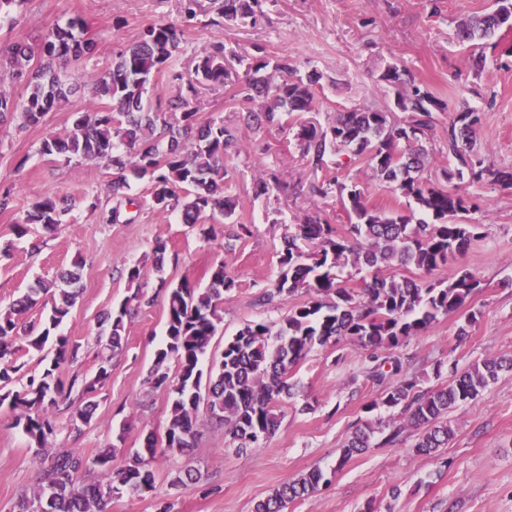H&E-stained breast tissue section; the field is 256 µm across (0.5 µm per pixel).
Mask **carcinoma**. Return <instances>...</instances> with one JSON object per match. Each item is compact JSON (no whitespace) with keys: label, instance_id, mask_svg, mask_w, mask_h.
Listing matches in <instances>:
<instances>
[{"label":"carcinoma","instance_id":"obj_1","mask_svg":"<svg viewBox=\"0 0 512 512\" xmlns=\"http://www.w3.org/2000/svg\"><path fill=\"white\" fill-rule=\"evenodd\" d=\"M259 0H224L221 16L234 19L254 13ZM512 28V0H494L493 8L464 19L457 38L476 48L502 27ZM82 20L72 19L65 27L45 32L40 63L31 67L34 52L16 41L0 50V72L24 82L27 98L17 106L13 97L0 91V123L21 112L22 127L42 124L47 115L60 109L69 95L83 84L90 86L92 100L78 113L72 128L63 135L50 134L40 153L66 163L84 158L103 163L112 170L109 193L117 205L104 212L103 220H120V203L132 201L131 179L150 185L151 207L162 212L182 208L185 224H200L224 217V237L239 239L250 233L245 224L232 220L235 203L225 195L227 171L224 156L235 145L224 124L200 121L193 107L198 88L225 84L232 71L224 65V45H211L186 77L179 65L183 30L173 23L145 25L137 40L114 56L112 66L101 74L83 71L68 74L66 68L89 53V43L74 30ZM321 75L313 71L297 76L293 56L282 53L269 59L251 56L243 79L237 81L235 96L253 104L247 120L255 128L281 126L294 112L315 109V86ZM382 80L405 86L398 94V118L389 108L362 106L336 113L327 127L301 126L298 142L309 166L317 171L331 158L349 153L366 160L373 177L392 186L400 196L417 204L422 216L402 211H381L369 206L360 184L341 186L347 192L350 223L342 229L319 217L308 216L294 232L283 236L279 252L281 273L275 285L265 290L264 305L304 290L306 302L291 308L278 328L251 321L224 342L220 365L201 390L202 357L207 353L221 323L224 293L235 288V280L220 263L209 271V286L195 288L184 279L178 283L159 278L158 288L166 301L165 341L156 353L150 381L157 389L172 394L171 414L164 440L148 434L142 447L115 467L121 448L112 444L93 457L71 449L45 458L36 493L21 500L17 512H103L115 494L135 498L154 494L155 472L151 462L159 454L182 452L192 447L205 410L208 420L224 427L229 442L243 449L273 435L280 418L273 403L292 395L290 370L315 348L345 338L359 346L369 365L365 376L384 387L379 397L365 405L370 413L379 407L400 409L407 424L417 431L415 452L434 456L448 447L454 431L448 425V410L475 400L502 371H512V360L490 358L468 369L452 370L448 384L425 389L409 372L407 362L396 356L392 371L400 378L386 384L379 353L400 347L424 335L438 320L464 308L477 292L480 279L468 268L459 269L447 280L431 278L463 256L479 238L481 225L463 222V214L477 208L466 189L457 185L442 188L424 176L434 166L425 143L434 126L433 113L447 110L426 86L406 80L398 66L389 67ZM165 85L178 87V94L164 98L158 91ZM478 112H453L448 122V160L454 168L442 167L446 181L466 177L471 184L487 181L512 188V171L484 166L474 151ZM276 176L261 175L253 184L255 196L267 195L278 186ZM70 222V208L51 197L34 201L15 225L20 238L28 225L38 224L48 232ZM350 266L372 274L360 278V288L346 286L339 271ZM81 264L61 274L65 287L58 289L41 329L19 332V319L36 306L49 289L38 280L8 307L0 308V407L15 412L14 425L21 428L38 450H43L56 432L55 411L79 400L82 406L71 416L76 434L90 424L97 402L87 399L108 379L111 357L123 350L126 321L132 316L130 300L114 306L104 319L99 334L102 361L94 377L73 375L64 381L62 365L73 361L79 343L58 332L77 302ZM128 286L135 288L131 300L148 306L137 265L125 267ZM51 345L53 357L39 373L25 371L24 354L41 353ZM175 362L170 376L165 363ZM27 376L18 389L11 387L15 376ZM383 432L381 421H370L357 429L344 446L337 467L371 445L375 433ZM100 474L101 480L86 484L80 475ZM330 482L313 469L285 483L258 501L252 512H287L297 499H304Z\"/></svg>","mask_w":512,"mask_h":512}]
</instances>
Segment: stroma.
<instances>
[{"instance_id": "1", "label": "stroma", "mask_w": 512, "mask_h": 512, "mask_svg": "<svg viewBox=\"0 0 512 512\" xmlns=\"http://www.w3.org/2000/svg\"><path fill=\"white\" fill-rule=\"evenodd\" d=\"M223 4L198 0L197 16L187 23L182 0H28L12 7L11 22L0 25V45L23 40L35 49L49 28L82 17L83 37L93 49L78 67L94 74L105 71L143 25L163 21L184 27V72H193L206 48L220 42L232 72L245 71L239 56L261 50L268 56L293 54L299 75L314 70L322 76L315 111L293 113L286 127L258 131L247 129L232 84L200 89L195 105L202 118L224 122L236 139L224 158L226 193L250 232L232 242L221 236L206 239L199 226L181 223L177 214L149 208L131 224L102 222V210L113 205L107 194L111 170L97 161L64 163L39 152L48 134L70 130L76 112L90 99L88 90L71 95L68 105L50 113L41 126L20 131L10 123L0 125V186L12 192L9 209L0 211V248L10 249L8 257H0V305L22 295L35 279L52 283L74 262L83 264L81 296L60 327L81 351L75 363L61 366L62 378L96 374L99 321L129 295L127 265H139L152 289L161 276L176 282L186 277L195 287H206L210 267L226 264L236 286L224 297L222 321L201 361L207 371L218 366L225 339L245 323H280L289 309L306 301V293L299 292L272 307L258 297L277 280L282 238L296 224L309 215L339 228L348 223L341 185L359 183L379 208L409 210L407 199L371 178L364 159L316 172L296 139L301 125L328 126L352 107L394 105L397 89L381 79L389 66L406 67L410 80L449 102L448 112H436L427 145L435 162L444 159L449 112L475 110L482 114L476 150L487 165L512 168V30L502 29L485 47L480 72L472 49L456 39L459 22L489 10L493 0H261L254 15L232 20L221 19ZM271 172L282 190L255 197V178ZM322 183L331 186L324 197L313 191ZM467 191L479 208L466 220L481 225L483 235L437 276L467 267L478 274L480 289L466 312L440 317L425 335L396 350L409 359L426 388L448 382L447 375H436V365L463 370L488 357L512 359V189L474 184ZM47 195L72 205L71 223L52 234L35 225L29 238H17V218ZM33 237L42 242L36 253L29 249ZM158 237L167 240L169 252L160 272L151 250ZM470 312L475 315L471 323L466 320ZM165 321L163 295L138 308L126 324L123 352L112 358L110 378L95 393L98 407L90 426L73 437L67 429L70 411H57L58 428L47 455L74 449L92 456L115 442L120 431L128 451L140 447L147 433L164 436L172 397L147 385L146 378ZM463 327L468 335L461 340L457 334ZM366 365L363 351L349 341L315 348L291 374L293 395L279 404L280 426L272 437L241 451L226 445L222 427L203 423L187 452L153 461L154 495L113 496L106 512H158L161 500L174 502L175 512H251L274 488L315 468L330 474V484L291 504L288 512H362L368 504L375 512H512V372L501 374L476 400L449 410L455 434L439 456L428 457L414 451L416 432L405 427L400 410L366 413L365 404L380 392L367 380ZM373 416L403 427L401 442L388 444L376 435L365 453L337 466L352 432ZM13 418L9 408L0 407V512H15L20 499L33 495L41 469L35 448ZM190 467L199 472V482L177 483L179 473Z\"/></svg>"}]
</instances>
